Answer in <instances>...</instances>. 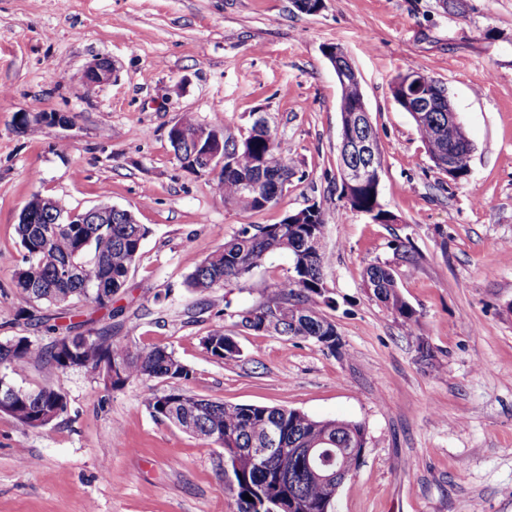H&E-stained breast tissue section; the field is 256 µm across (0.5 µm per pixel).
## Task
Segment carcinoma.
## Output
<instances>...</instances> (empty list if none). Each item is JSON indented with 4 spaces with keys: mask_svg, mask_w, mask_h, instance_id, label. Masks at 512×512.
<instances>
[{
    "mask_svg": "<svg viewBox=\"0 0 512 512\" xmlns=\"http://www.w3.org/2000/svg\"><path fill=\"white\" fill-rule=\"evenodd\" d=\"M360 102L358 84L341 87L342 124L355 120ZM443 119V113L431 112L415 121L416 130L431 160L452 159L455 173L451 180L462 181L470 173L472 148L439 137L438 125ZM171 146L182 168L194 171L188 162L194 144L183 139ZM293 175L276 135L258 119L240 138H224V176L217 180L216 190L226 204L246 212L261 211L277 203ZM347 204L354 211L371 214L381 224L392 219L391 212L380 208V198L369 185L349 190ZM312 207L311 211L300 210L304 214L301 220L292 214L278 224L241 227L196 267L187 282L200 295L213 288H226L249 275L268 254L286 253L291 258L290 275L275 284L266 302L235 312L234 325L266 333L267 316L275 322L273 334L311 340L334 355L341 348V340L336 325L322 312V307L334 304L323 283L326 224L321 207L316 203ZM17 233L23 257L13 282L28 301L64 308L85 302L108 309L112 297L124 288L149 230L142 224L126 223L122 214L110 224H19ZM59 265L72 268L73 278L66 282L58 279ZM365 286L400 320L417 343L421 359L439 368L434 351L418 333L417 311L403 297L394 270L387 264L370 265ZM203 345L207 353L226 363L240 354L233 336L224 328L211 330ZM30 358L57 370L95 368L110 359L118 369L112 378L114 390L133 378L182 382L192 375L173 351L161 346L132 351L121 342L110 343L97 336L80 343L72 353L53 345L39 348L25 336L0 342V361L5 365L20 366ZM0 392L13 397L10 417L29 427L47 424L40 419L46 409L58 406L60 413L67 411L60 392L48 386L22 388L2 371ZM146 407L155 419L180 429L182 422H192L194 427L186 432L224 448L233 468L231 488L236 491L237 512H270L269 505L276 500L289 503L286 512H335L337 485L315 478L302 454L294 453L285 462L278 458L252 460L250 449L262 447L270 433L278 434L283 448L314 443L329 450L328 461L335 458L354 470L361 462L365 431L361 422L318 419L290 408L228 405L191 396L178 386L152 394ZM246 495L253 501L245 500Z\"/></svg>",
    "mask_w": 512,
    "mask_h": 512,
    "instance_id": "1",
    "label": "carcinoma"
}]
</instances>
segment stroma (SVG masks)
<instances>
[{"mask_svg":"<svg viewBox=\"0 0 512 512\" xmlns=\"http://www.w3.org/2000/svg\"><path fill=\"white\" fill-rule=\"evenodd\" d=\"M358 72L382 160L380 224L347 208L339 177L340 87L325 47ZM109 57L114 80L83 70ZM442 83L473 152L466 180L438 170L393 97L400 74ZM68 126H17L20 115ZM239 137L265 117L295 174L260 212L225 204L212 174L184 170L168 132L185 114ZM85 210L131 211L149 233L119 316L79 303L82 336L174 352L184 390L228 404L286 407L364 423L362 462L336 512H512V0H0V341L47 347L44 320L13 275L19 215L33 193ZM326 222L325 308L342 341L331 355L305 340L234 326L290 271L273 253L228 288L199 295L188 275L247 224L279 223L311 203ZM390 265L441 362H422L400 321L365 288ZM230 329L224 363L202 339ZM26 389L49 386L67 411L42 428L0 414V512H236L224 450L156 421L148 397L164 379L114 390L89 368L25 363ZM113 73L112 61L109 58H95L84 71V83L88 88H93L109 82Z\"/></svg>","mask_w":512,"mask_h":512,"instance_id":"obj_1","label":"stroma"}]
</instances>
